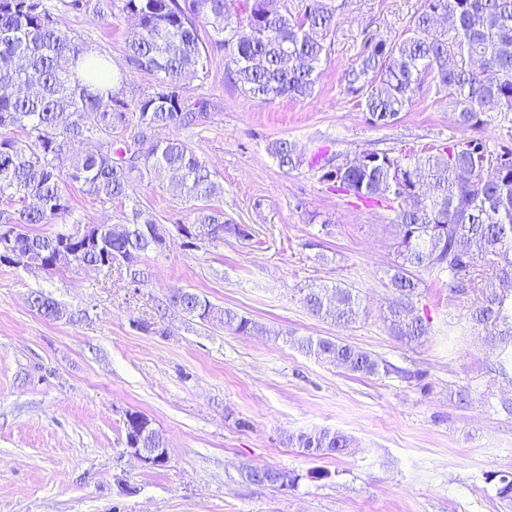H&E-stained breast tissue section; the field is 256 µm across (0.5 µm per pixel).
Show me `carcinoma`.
I'll return each mask as SVG.
<instances>
[{"label":"carcinoma","mask_w":512,"mask_h":512,"mask_svg":"<svg viewBox=\"0 0 512 512\" xmlns=\"http://www.w3.org/2000/svg\"><path fill=\"white\" fill-rule=\"evenodd\" d=\"M267 2L251 0L245 19L251 38L223 39L232 42L227 68L252 98H308L330 49L339 0H305L295 13H271ZM54 10L50 0H0V130L25 134L23 141L0 135V198L18 205L15 217L0 213V224L15 229L12 248L51 272L58 270L55 262L64 244L77 265L110 259L140 284L146 275L143 256L166 249L170 237L164 225L137 210L113 224L97 225L101 244L83 251L69 242L68 231L40 236L25 228L70 214L63 182L110 204L127 197L132 179L161 181L169 173V190L197 202L194 225L202 241L250 237L212 204L221 187L195 150L180 138L158 137L161 129L204 125L209 118L206 103H188L183 78L206 66L210 36L205 25L218 35L228 28L226 0H100V13L136 19L126 40L127 64L158 76L154 90L134 105L104 84L114 81L107 59L84 61L87 46L61 26ZM360 55L361 63L344 73V89L375 127L394 125L428 79L446 91L462 127L477 130L488 122V113L512 112V0H422L405 34L391 42L371 35ZM129 114L137 132L129 138L114 135ZM93 139L97 150H73ZM270 152L283 167L299 163L285 139L273 142ZM505 154L473 137L418 157L365 152L323 173L340 192L396 204L399 261L390 279L395 297L386 320L399 340L411 344L428 333L421 318L410 316L421 284L416 273L446 272L449 288L466 295L483 278L470 264L480 255L499 288H479L481 297L469 308L468 322L474 329H494L486 341L512 344V162L500 163ZM303 301L312 314L339 326L361 316L351 288H311ZM169 302L193 317L213 316L211 304L195 292H178ZM30 304L45 318L64 316L60 304L41 292ZM224 324L241 334L263 332L230 310L224 311ZM298 346L351 373H390L385 360L342 342L307 337ZM288 444L325 457L346 453L351 440L320 429L290 434ZM247 480L290 489L298 477L263 467Z\"/></svg>","instance_id":"carcinoma-1"}]
</instances>
